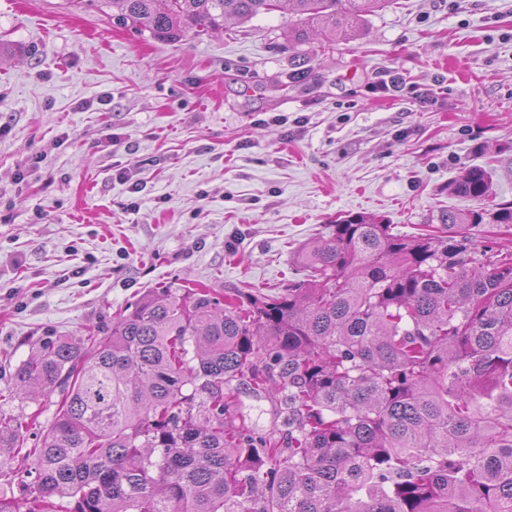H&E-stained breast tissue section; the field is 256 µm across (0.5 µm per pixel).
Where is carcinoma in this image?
Segmentation results:
<instances>
[{
  "instance_id": "1",
  "label": "carcinoma",
  "mask_w": 512,
  "mask_h": 512,
  "mask_svg": "<svg viewBox=\"0 0 512 512\" xmlns=\"http://www.w3.org/2000/svg\"><path fill=\"white\" fill-rule=\"evenodd\" d=\"M165 40L280 11L288 40L356 38L388 0H74ZM448 192L483 202L488 171ZM512 206L402 235L336 219L271 293L146 291L112 328L46 336L16 380L62 397L20 497L0 512H512V251L473 228ZM263 392L259 433L237 395ZM37 424L0 409V448Z\"/></svg>"
}]
</instances>
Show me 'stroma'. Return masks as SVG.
Wrapping results in <instances>:
<instances>
[{"label": "stroma", "instance_id": "1", "mask_svg": "<svg viewBox=\"0 0 512 512\" xmlns=\"http://www.w3.org/2000/svg\"><path fill=\"white\" fill-rule=\"evenodd\" d=\"M272 12L166 42L68 0H0V392L46 336L145 291L276 289L337 217L436 230L482 165L512 203V0H389L333 46ZM433 103L373 90L386 74ZM130 170L142 189L118 180Z\"/></svg>", "mask_w": 512, "mask_h": 512}]
</instances>
